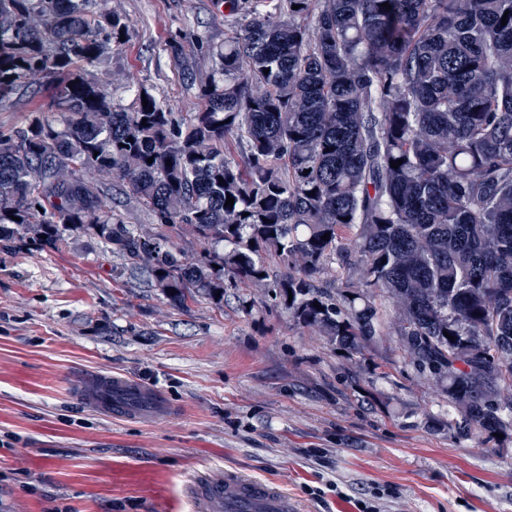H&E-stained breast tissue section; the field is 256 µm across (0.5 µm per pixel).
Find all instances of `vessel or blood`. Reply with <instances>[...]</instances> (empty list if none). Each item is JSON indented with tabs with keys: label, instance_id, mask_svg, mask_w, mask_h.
<instances>
[{
	"label": "vessel or blood",
	"instance_id": "1",
	"mask_svg": "<svg viewBox=\"0 0 512 512\" xmlns=\"http://www.w3.org/2000/svg\"><path fill=\"white\" fill-rule=\"evenodd\" d=\"M70 396L81 405L116 420L158 422L175 415V407L144 380L123 372L87 370L74 375ZM196 512H297L296 502L280 484L256 480L228 468L201 475L187 486Z\"/></svg>",
	"mask_w": 512,
	"mask_h": 512
}]
</instances>
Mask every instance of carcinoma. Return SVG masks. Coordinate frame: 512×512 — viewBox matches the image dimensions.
<instances>
[{
	"label": "carcinoma",
	"mask_w": 512,
	"mask_h": 512,
	"mask_svg": "<svg viewBox=\"0 0 512 512\" xmlns=\"http://www.w3.org/2000/svg\"><path fill=\"white\" fill-rule=\"evenodd\" d=\"M224 4L184 113L115 97L102 63L129 26L105 0H0V103L52 90L0 130V246L96 237L177 307L262 288L361 360L395 336L455 437L512 431V0ZM99 173L195 254L124 223Z\"/></svg>",
	"instance_id": "cac0c4a2"
}]
</instances>
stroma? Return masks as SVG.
Segmentation results:
<instances>
[{
  "label": "stroma",
  "instance_id": "obj_1",
  "mask_svg": "<svg viewBox=\"0 0 512 512\" xmlns=\"http://www.w3.org/2000/svg\"><path fill=\"white\" fill-rule=\"evenodd\" d=\"M129 23L108 66L175 112L228 32L218 0H107ZM338 353L258 288L171 305L97 240L0 248V512H193L186 480L232 467L300 512H512V435L457 439L448 398L392 337ZM122 371L179 409L153 425L76 404L72 373Z\"/></svg>",
  "mask_w": 512,
  "mask_h": 512
}]
</instances>
